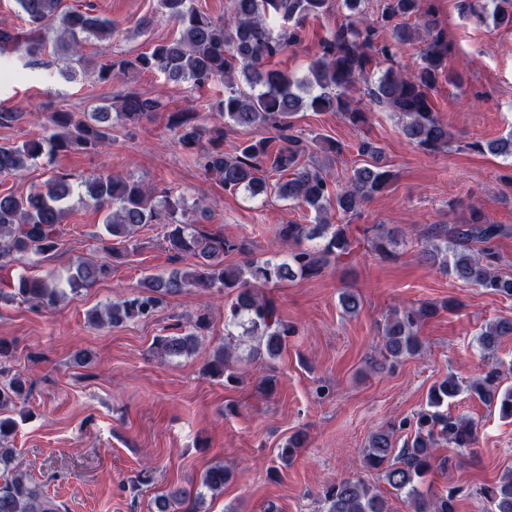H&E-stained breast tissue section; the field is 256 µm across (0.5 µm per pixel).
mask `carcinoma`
Instances as JSON below:
<instances>
[{"label": "carcinoma", "mask_w": 512, "mask_h": 512, "mask_svg": "<svg viewBox=\"0 0 512 512\" xmlns=\"http://www.w3.org/2000/svg\"><path fill=\"white\" fill-rule=\"evenodd\" d=\"M24 22L21 29L0 28V56L33 60L47 49L66 63L62 76L73 80L92 71L99 83L112 81L131 85L140 73L150 71L173 82L187 81L198 88L224 79V94L208 103L219 121L212 126L199 122L194 112H173L168 126L176 143L204 175L230 194L256 197L273 193L315 213L313 224H283L278 238L293 245L285 259H250L242 265L224 264V255L242 246L198 224L177 218L181 196L164 195L156 203L144 184L131 178L99 176L82 182L85 195L100 208H108L106 231L117 243H129L145 224H162L165 239L175 257L190 256L188 270L144 277L138 289L122 300L87 313L88 323L119 327L155 316L164 299L185 288H219L230 299L224 314L227 340L206 365L211 377L230 384L238 381L236 363L244 359L279 358L294 329L282 318L276 301L257 290V285L315 277L331 261L351 252L348 225L328 219L334 210L356 215L363 204L384 192L393 174L383 151L363 139L357 144L362 163L346 182L331 187L327 166L313 159V144L333 156L343 151L331 139L306 138L295 131V117L304 110L336 112L354 126L368 121V113L355 103L368 101L395 112L402 119L401 134L407 142L430 153L448 150L454 134L431 105V92L441 79L457 81L448 71V41L439 27L433 0H383L381 22L376 26L366 16V0H342L347 21L319 40L318 52L299 80L268 60L303 42L305 23L329 11V0H228L227 10L214 17L194 0H158L159 12L173 22L177 35L135 57L112 55L100 64L91 63L83 45L94 39L109 42L115 34L112 21L93 10H69L63 0H16ZM462 14L481 24L505 28L512 25V0H459ZM389 28V39L377 41L378 27ZM421 40L425 48L418 67L408 70L384 65L394 60L404 46ZM120 112L96 107L90 112L56 109L43 115L45 132L15 146H0V176L19 177L33 162L51 159L72 150L91 152L112 141V116L135 128L165 104L134 89L121 97ZM236 128L274 130L276 136L242 142L233 154L224 152V134ZM470 148L502 158L512 166V131ZM278 175L274 182L268 174ZM71 175L54 171L46 189L27 195L0 193V266L28 255H45L59 245L58 225L63 223L73 195ZM509 227L488 221L477 208L462 224H433L422 234V259L454 280L487 293L512 297V278L498 273L499 238ZM405 232L377 229L372 248L388 254L404 239ZM111 272L109 265L80 258L66 282L53 278L20 277L12 299L34 309L53 308L70 293L90 288ZM343 312L354 315L360 299L345 289L339 294ZM437 313L433 305L396 309L380 327V358L372 361L378 371L416 356L423 347L420 326ZM209 329L208 317L197 316L191 327L175 335L159 336L154 353L174 360L191 355ZM512 336V321L487 323L478 338L484 356L491 359L484 374L462 385L450 374L431 386L426 406L387 428L371 434L363 464L380 472L395 491L406 493L415 512H455L459 489L450 488L430 500L422 497L417 483L433 470L447 469L437 448H470L476 440L473 421L448 412V402L465 391L504 419H512V387L501 386L503 362L494 351L503 338ZM0 366V512H59V506L27 474L15 451L5 447L17 422L11 416L24 394V381L5 376ZM411 427L413 437L396 447L394 432ZM306 436L296 432L278 450L289 462L305 447ZM229 474L215 465L203 474L195 490H178L157 498V512H170V502L194 501L205 493L224 489ZM490 512H512V471L500 482L482 490ZM324 512H388L385 498L360 480L343 479L324 486Z\"/></svg>", "instance_id": "obj_1"}]
</instances>
